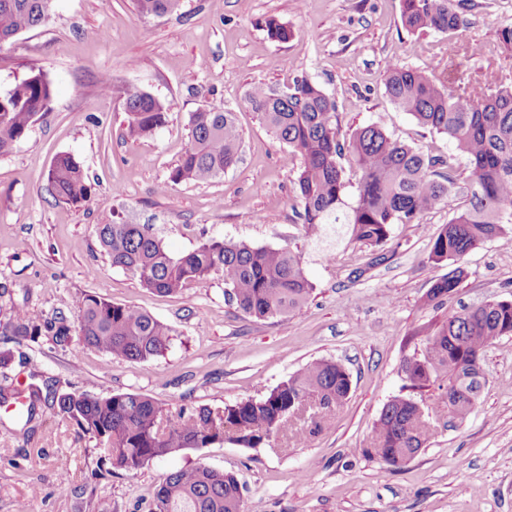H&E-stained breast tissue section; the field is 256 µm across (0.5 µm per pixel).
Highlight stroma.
Segmentation results:
<instances>
[{"label": "stroma", "instance_id": "stroma-1", "mask_svg": "<svg viewBox=\"0 0 512 512\" xmlns=\"http://www.w3.org/2000/svg\"><path fill=\"white\" fill-rule=\"evenodd\" d=\"M454 34L409 33L400 0H182L161 17L138 14L134 0H53L49 21L0 48V94L30 68L55 94L50 111L11 153L0 156V321L15 310L43 322L73 318L74 299L93 295L134 305L174 331L171 349L147 362L81 349L78 334L57 344L0 333V387H37L43 402L32 426L0 405V512H148L163 478L197 463L237 476L245 505L260 512H512V335L487 348L486 384L475 410L449 419L443 391L422 399L432 435L396 468L365 455L373 426L394 397L408 395L404 365L421 355L420 330L461 307L512 300V234L467 253L457 292L429 299L449 271L429 260L433 237L462 201L452 198L414 224H396L370 248L307 232L287 147L244 100L254 84L284 86L307 76L336 102L341 138L383 127L424 153L466 160L447 136L395 108L383 79L392 62L460 82L512 85V52L495 30L512 27V0H466ZM274 17L294 31L271 41ZM109 76L114 91L100 90ZM138 89L169 104L165 122L133 141L119 92ZM216 106L234 112L242 134L238 162L202 184L159 192L189 144V118ZM70 153L95 185L89 203L50 192L55 154ZM153 225L173 254L210 238L299 251L314 285L309 301L284 318L239 310L216 276L180 295L142 288L113 267L95 227L112 216ZM317 359L342 364L351 390L311 441L243 448L224 441L106 472L99 448L59 414L53 395L136 392L174 407H223L259 398ZM66 475L67 491L57 478Z\"/></svg>", "mask_w": 512, "mask_h": 512}]
</instances>
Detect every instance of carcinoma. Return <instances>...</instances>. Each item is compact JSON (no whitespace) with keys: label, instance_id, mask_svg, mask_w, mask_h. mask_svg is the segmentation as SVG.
Instances as JSON below:
<instances>
[{"label":"carcinoma","instance_id":"carcinoma-1","mask_svg":"<svg viewBox=\"0 0 512 512\" xmlns=\"http://www.w3.org/2000/svg\"><path fill=\"white\" fill-rule=\"evenodd\" d=\"M53 0H0V49L23 31L46 24ZM401 19L410 33L433 30L454 33L464 24L454 0H401ZM180 0H135L145 17L176 11ZM269 39L293 37L287 24L265 21ZM385 94L400 111L429 131L448 137L467 159L468 176L451 161L420 152L389 136L378 125L339 139L336 102L311 79L296 77L281 88L253 85L246 100L259 120L298 160L294 183L303 205V224L314 232L344 228L352 240L381 247L395 224H414L424 213L460 193V211L433 238L429 259L455 263L479 245L512 233V88L494 93L473 86L450 87L423 70L389 65ZM54 88L39 71H30L0 94V155L10 153L49 111ZM126 135L147 137L163 125L167 105L155 96L125 90L121 95ZM190 144L171 169L169 184H199L224 173L238 160L242 135L235 113L205 107L191 113ZM357 176L353 196L346 169ZM49 188L64 203L90 201L93 184L68 153L56 155L47 173ZM97 237L112 266L163 295L182 293L191 283L221 275L229 299L257 319L284 317L301 308L314 286L299 253L289 247H253L211 238L180 256L172 255L150 224L109 220L97 225ZM463 278L461 267L437 279L432 300L449 296ZM73 310L80 345L130 361L146 362L167 353L172 328L132 305L115 304L93 295L79 297ZM6 328L15 335L50 333L67 341L74 329L65 317L39 323L22 310ZM512 335V301H491L464 308L426 333L425 353L405 369L413 392L431 387L448 398V417L464 419L477 404L485 379L484 353L495 340ZM351 381L333 360H317L282 381L259 399H242L212 410L176 411L148 395L134 392L97 397L65 393L55 400L58 412L91 435L102 450L101 462L112 472H135L150 462L192 448H204L230 437L244 448H260L288 432L293 418L308 415L318 431L328 415L348 398ZM39 390L30 388L18 418L37 416ZM425 410L411 395L392 399L374 423V446L365 455L390 463H409L428 441ZM150 512H245L237 478L198 463L166 475L155 490Z\"/></svg>","mask_w":512,"mask_h":512}]
</instances>
